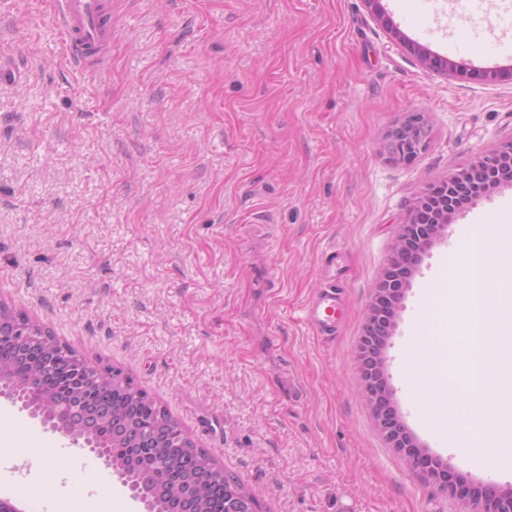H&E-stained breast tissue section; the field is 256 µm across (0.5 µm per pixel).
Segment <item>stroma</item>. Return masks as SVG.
Masks as SVG:
<instances>
[{
    "label": "stroma",
    "mask_w": 512,
    "mask_h": 512,
    "mask_svg": "<svg viewBox=\"0 0 512 512\" xmlns=\"http://www.w3.org/2000/svg\"><path fill=\"white\" fill-rule=\"evenodd\" d=\"M39 0L0 9V303L89 363L123 371L258 512H462L384 439L358 371L373 286L433 181L512 143V0H118L103 84L62 60ZM471 30L457 40L459 20ZM458 42L449 52L450 42ZM451 63L421 62L417 51ZM430 115L426 147L388 159L393 127ZM512 212V184L459 210L406 281L384 349L391 402L426 453L478 485L512 464L448 446L405 373L448 253ZM336 258L335 335L303 320ZM21 462L0 497H43L46 430L0 398ZM54 495L80 512H142L78 448Z\"/></svg>",
    "instance_id": "obj_1"
}]
</instances>
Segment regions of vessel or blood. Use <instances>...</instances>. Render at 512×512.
<instances>
[{
    "mask_svg": "<svg viewBox=\"0 0 512 512\" xmlns=\"http://www.w3.org/2000/svg\"><path fill=\"white\" fill-rule=\"evenodd\" d=\"M47 15L65 62L89 80L101 81L112 63V0H49ZM341 304L335 287L322 289L305 307V319L324 335L335 334Z\"/></svg>",
    "mask_w": 512,
    "mask_h": 512,
    "instance_id": "obj_1",
    "label": "vessel or blood"
}]
</instances>
